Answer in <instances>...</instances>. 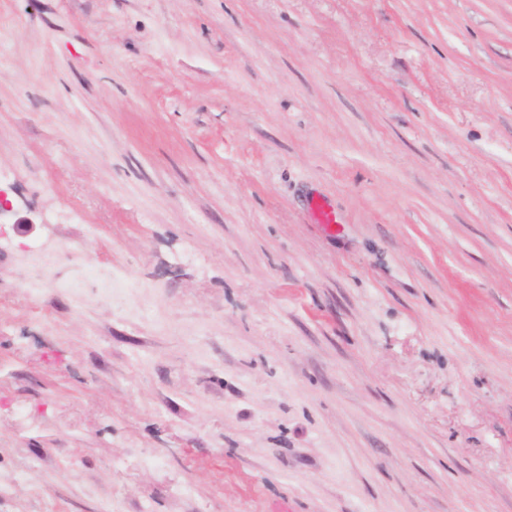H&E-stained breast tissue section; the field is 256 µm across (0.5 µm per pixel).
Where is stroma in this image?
Here are the masks:
<instances>
[{"instance_id":"1","label":"stroma","mask_w":512,"mask_h":512,"mask_svg":"<svg viewBox=\"0 0 512 512\" xmlns=\"http://www.w3.org/2000/svg\"><path fill=\"white\" fill-rule=\"evenodd\" d=\"M0 189V512H512V0H0Z\"/></svg>"}]
</instances>
